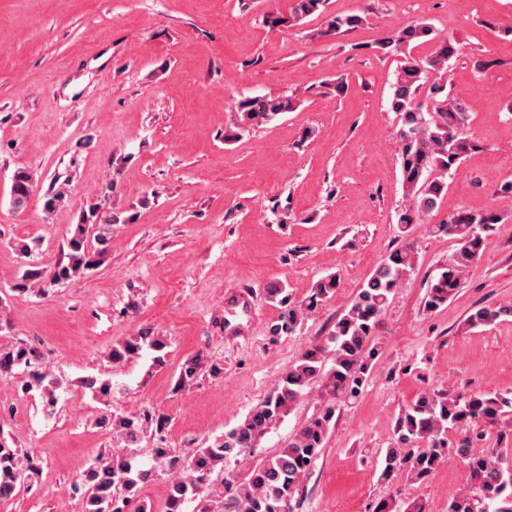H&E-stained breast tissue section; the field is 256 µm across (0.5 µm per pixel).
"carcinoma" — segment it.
<instances>
[{"label": "carcinoma", "mask_w": 512, "mask_h": 512, "mask_svg": "<svg viewBox=\"0 0 512 512\" xmlns=\"http://www.w3.org/2000/svg\"><path fill=\"white\" fill-rule=\"evenodd\" d=\"M326 4L327 0H293L289 15L266 13L263 24L271 28L292 27L310 17H323L324 27L317 35L334 37L366 22V17L360 14L328 16ZM431 35L433 28L427 22L416 21L382 37L375 46L381 56L398 58L390 107L402 119L398 132L402 187L413 205L398 214V223L407 226L439 208L448 193V173L475 148L466 133L469 115L459 97L447 91L444 84L428 82L429 74L447 70L448 62L461 52V45L445 38L426 58L414 57L409 49L411 44ZM424 89L431 101L426 111L417 102ZM298 105L294 94L240 98L234 103V134L226 139H236L253 126L294 111ZM31 190L30 171L15 172L11 185L13 207H25ZM116 222L112 215L104 217L103 224L98 226V248L94 251L87 245L86 225H77L68 241V262L53 271L49 283L78 278L98 265L107 251L109 225ZM500 222L501 216L494 210H460L435 225V231L455 240L456 249L428 283L426 310H438L456 294L464 276L479 260L488 233ZM416 258L412 241H405L388 253L336 319L328 336L307 347L245 420L225 431L213 445L196 449L186 461L170 456L166 448L154 450L156 462L184 472L168 484L167 512H183L189 502L197 503L196 512H285V507L292 506L308 468L325 447L334 426L337 402L355 400L362 394L378 355L375 336L382 313L402 280L414 272ZM338 283L335 275L323 278L302 303L293 302L282 284L267 288V301L280 307L271 335L275 338L293 335L304 312L314 310L332 296ZM509 319H512V303L486 305L475 309L465 325L472 329ZM166 347L167 343L159 338L139 334L113 343L110 357L114 362H124L147 350L153 353V365L162 366ZM34 361L35 352L31 348H1L0 376L26 375L22 393L41 398L43 411L51 415L59 402L58 391L63 383L53 370L33 368ZM202 367L199 354L185 360L176 386L181 388L192 383ZM315 382L320 387L319 408L288 445L251 468L243 479L232 471L226 472L222 488H214L211 476L215 470L224 467V462L230 459L249 455ZM82 387L98 401L112 394L109 379L87 377L82 380ZM508 415H512L511 393L464 395L425 390L396 419L393 444L385 452L384 475L425 482L443 463L456 459L467 465L468 483L448 504V512H512V448L478 445L488 435L494 434L499 440L512 435L511 428L502 429ZM96 422L119 431L130 444L137 443L151 426H162V418L148 411L117 417L106 411ZM474 424L483 425L486 432L473 438L466 435L448 445V431H466ZM18 463V448L11 446L0 430V501L10 500L19 492ZM155 472L156 468L142 466L131 455H114L110 460L99 456L72 482L71 489L81 494L83 512H147L146 506L139 503L138 491ZM374 512H426V509L420 502L404 501L397 490L380 501Z\"/></svg>", "instance_id": "carcinoma-1"}]
</instances>
